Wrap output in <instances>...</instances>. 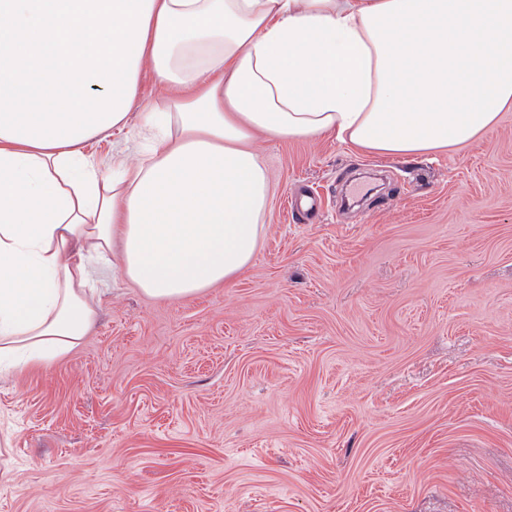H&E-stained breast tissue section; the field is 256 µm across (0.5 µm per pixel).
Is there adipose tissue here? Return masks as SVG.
<instances>
[{"mask_svg": "<svg viewBox=\"0 0 512 512\" xmlns=\"http://www.w3.org/2000/svg\"><path fill=\"white\" fill-rule=\"evenodd\" d=\"M166 96L110 171L85 145ZM512 108V0H0V373L76 351L95 265L181 300L251 266L257 134L411 158Z\"/></svg>", "mask_w": 512, "mask_h": 512, "instance_id": "1", "label": "adipose tissue"}]
</instances>
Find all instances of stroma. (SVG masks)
I'll return each instance as SVG.
<instances>
[{
  "instance_id": "35a3bbf8",
  "label": "stroma",
  "mask_w": 512,
  "mask_h": 512,
  "mask_svg": "<svg viewBox=\"0 0 512 512\" xmlns=\"http://www.w3.org/2000/svg\"><path fill=\"white\" fill-rule=\"evenodd\" d=\"M255 146L242 277L97 270L82 346L0 378V512H512V111L425 158Z\"/></svg>"
}]
</instances>
